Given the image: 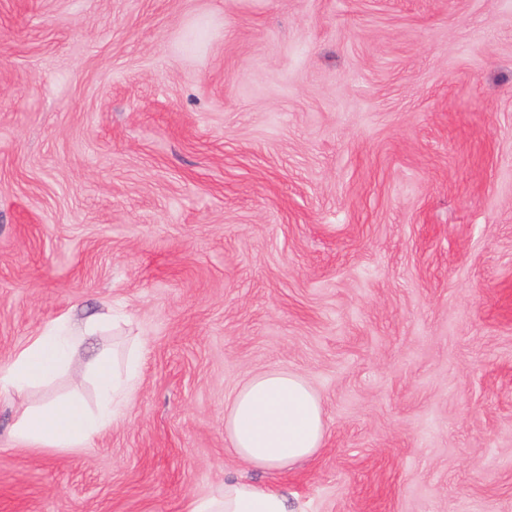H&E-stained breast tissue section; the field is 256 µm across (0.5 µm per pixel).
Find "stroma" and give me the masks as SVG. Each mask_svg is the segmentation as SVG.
Listing matches in <instances>:
<instances>
[{"mask_svg":"<svg viewBox=\"0 0 512 512\" xmlns=\"http://www.w3.org/2000/svg\"><path fill=\"white\" fill-rule=\"evenodd\" d=\"M107 308L0 396V512H188L231 476L307 512H512V0H0V363ZM131 347L112 427L15 439ZM271 368L328 428L285 473L224 434ZM60 317L42 328L5 364L0 365V393L40 387L66 369L86 336L106 321Z\"/></svg>","mask_w":512,"mask_h":512,"instance_id":"35a3bbf8","label":"stroma"}]
</instances>
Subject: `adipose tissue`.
Wrapping results in <instances>:
<instances>
[{
	"label": "adipose tissue",
	"instance_id": "adipose-tissue-1",
	"mask_svg": "<svg viewBox=\"0 0 512 512\" xmlns=\"http://www.w3.org/2000/svg\"><path fill=\"white\" fill-rule=\"evenodd\" d=\"M98 321L58 318L42 328L0 365V393L40 387L66 369L77 347L97 330ZM139 360L129 351L122 362L96 359L90 368L98 389L96 409L75 398L26 409L14 425L16 439L49 448H78L108 429L129 399ZM224 431L235 456L249 467L284 472L322 448L327 425L320 398L300 375L269 369L249 377L224 413ZM284 493L270 485L225 480L216 497L193 501L190 512H297Z\"/></svg>",
	"mask_w": 512,
	"mask_h": 512
}]
</instances>
